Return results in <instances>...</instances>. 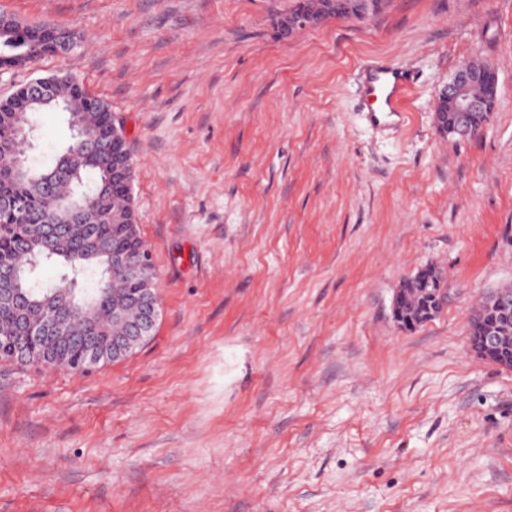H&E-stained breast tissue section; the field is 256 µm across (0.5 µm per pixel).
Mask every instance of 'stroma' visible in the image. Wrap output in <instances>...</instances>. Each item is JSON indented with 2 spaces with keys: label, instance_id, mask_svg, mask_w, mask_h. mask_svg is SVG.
<instances>
[{
  "label": "stroma",
  "instance_id": "stroma-1",
  "mask_svg": "<svg viewBox=\"0 0 512 512\" xmlns=\"http://www.w3.org/2000/svg\"><path fill=\"white\" fill-rule=\"evenodd\" d=\"M296 0H0L81 36L0 69L108 101L156 270L154 336L74 372L0 360V512H512V370L475 357L512 287V0H380L281 38ZM495 68L482 133L440 134L463 62ZM411 81L373 126L364 70ZM71 142L46 113L33 164ZM433 265L448 302H392Z\"/></svg>",
  "mask_w": 512,
  "mask_h": 512
}]
</instances>
